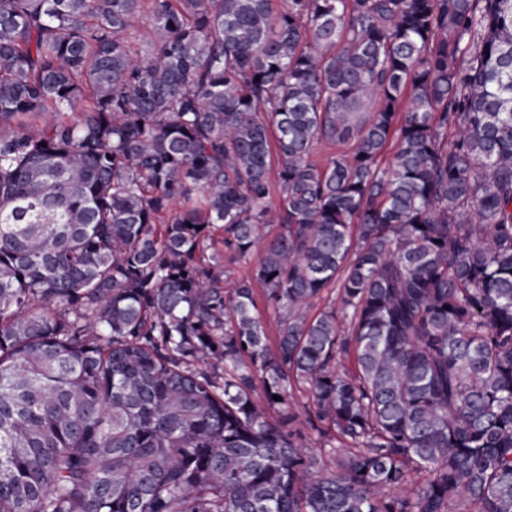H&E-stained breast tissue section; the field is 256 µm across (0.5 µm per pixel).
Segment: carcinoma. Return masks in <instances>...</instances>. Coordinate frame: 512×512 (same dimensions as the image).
Instances as JSON below:
<instances>
[{
	"mask_svg": "<svg viewBox=\"0 0 512 512\" xmlns=\"http://www.w3.org/2000/svg\"><path fill=\"white\" fill-rule=\"evenodd\" d=\"M271 2L0 0V512H512V0ZM257 258L258 255H256L248 264H245L244 262H233L230 260V254L224 249L225 277L232 282L251 279Z\"/></svg>",
	"mask_w": 512,
	"mask_h": 512,
	"instance_id": "obj_1",
	"label": "carcinoma"
}]
</instances>
